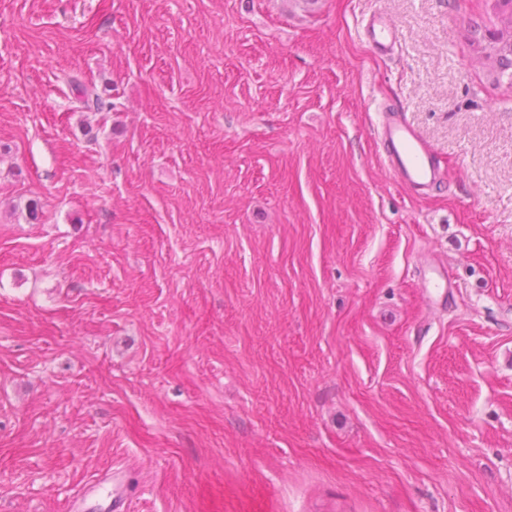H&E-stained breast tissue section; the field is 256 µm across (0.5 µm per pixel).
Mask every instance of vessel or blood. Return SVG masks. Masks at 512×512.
Here are the masks:
<instances>
[{
    "instance_id": "vessel-or-blood-1",
    "label": "vessel or blood",
    "mask_w": 512,
    "mask_h": 512,
    "mask_svg": "<svg viewBox=\"0 0 512 512\" xmlns=\"http://www.w3.org/2000/svg\"><path fill=\"white\" fill-rule=\"evenodd\" d=\"M366 28L367 39L377 54L383 55L392 49L394 33L390 23L372 20ZM378 137L386 148L388 169L405 189L419 195L434 189L439 180L436 152L402 114L384 119Z\"/></svg>"
}]
</instances>
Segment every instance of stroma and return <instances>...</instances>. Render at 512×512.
Masks as SVG:
<instances>
[{"label": "stroma", "instance_id": "1", "mask_svg": "<svg viewBox=\"0 0 512 512\" xmlns=\"http://www.w3.org/2000/svg\"><path fill=\"white\" fill-rule=\"evenodd\" d=\"M490 18L0 0V512H69L106 474L80 512H512V81L471 43ZM392 111L438 155L426 195L384 164ZM367 39L378 55L388 53L394 45L393 27L383 20H371L366 24Z\"/></svg>", "mask_w": 512, "mask_h": 512}]
</instances>
